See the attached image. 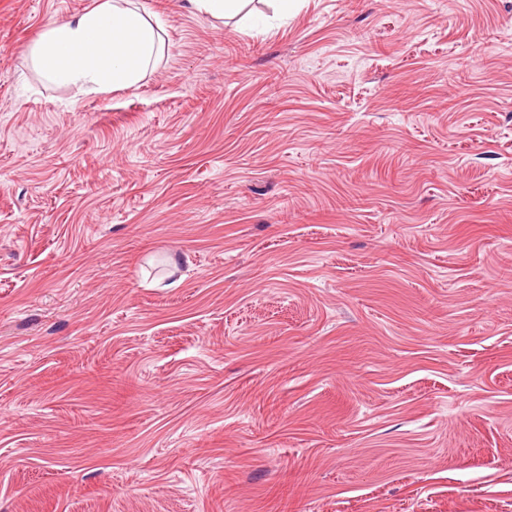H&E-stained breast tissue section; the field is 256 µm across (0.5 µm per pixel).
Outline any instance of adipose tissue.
<instances>
[{
    "mask_svg": "<svg viewBox=\"0 0 512 512\" xmlns=\"http://www.w3.org/2000/svg\"><path fill=\"white\" fill-rule=\"evenodd\" d=\"M162 22L134 0H98L90 10L49 24L30 46L52 82L91 93L140 83L161 51Z\"/></svg>",
    "mask_w": 512,
    "mask_h": 512,
    "instance_id": "ef3b65f1",
    "label": "adipose tissue"
}]
</instances>
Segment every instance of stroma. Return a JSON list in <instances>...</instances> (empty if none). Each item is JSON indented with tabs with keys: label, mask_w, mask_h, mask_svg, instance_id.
Returning a JSON list of instances; mask_svg holds the SVG:
<instances>
[{
	"label": "stroma",
	"mask_w": 512,
	"mask_h": 512,
	"mask_svg": "<svg viewBox=\"0 0 512 512\" xmlns=\"http://www.w3.org/2000/svg\"><path fill=\"white\" fill-rule=\"evenodd\" d=\"M0 0V512H512V0H140L105 94ZM189 2L198 12L212 19L224 20L241 10L243 0H189Z\"/></svg>",
	"instance_id": "obj_1"
}]
</instances>
